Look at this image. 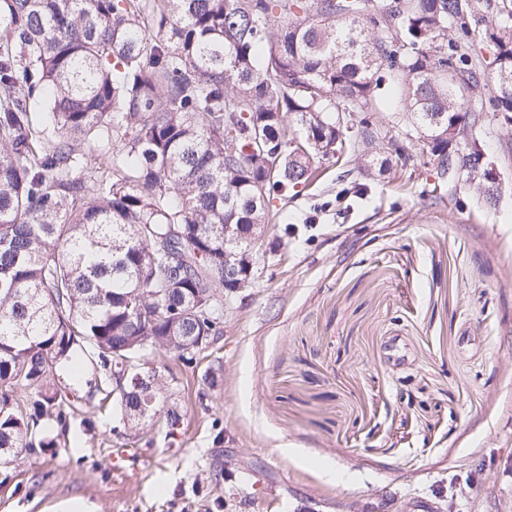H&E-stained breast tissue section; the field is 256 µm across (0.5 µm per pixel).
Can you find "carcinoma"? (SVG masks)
I'll use <instances>...</instances> for the list:
<instances>
[{"mask_svg":"<svg viewBox=\"0 0 512 512\" xmlns=\"http://www.w3.org/2000/svg\"><path fill=\"white\" fill-rule=\"evenodd\" d=\"M487 79L511 126L512 0H0V457L54 447L40 423L67 424L80 397L55 374L84 342L104 402L136 353L221 335L224 248L254 263L224 225L285 223L326 161L371 168L355 144L382 99L440 176L496 204ZM163 394L127 386L124 434L175 429Z\"/></svg>","mask_w":512,"mask_h":512,"instance_id":"obj_1","label":"carcinoma"}]
</instances>
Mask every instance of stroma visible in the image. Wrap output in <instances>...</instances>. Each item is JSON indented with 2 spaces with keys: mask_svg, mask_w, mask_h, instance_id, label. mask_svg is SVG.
<instances>
[{
  "mask_svg": "<svg viewBox=\"0 0 512 512\" xmlns=\"http://www.w3.org/2000/svg\"><path fill=\"white\" fill-rule=\"evenodd\" d=\"M503 192L439 182L415 142L397 174L337 202L328 165L224 304L223 334L149 359L175 433L118 436L86 402L58 445L0 466V512H512V126L482 130ZM216 384H209L208 375Z\"/></svg>",
  "mask_w": 512,
  "mask_h": 512,
  "instance_id": "1",
  "label": "stroma"
}]
</instances>
